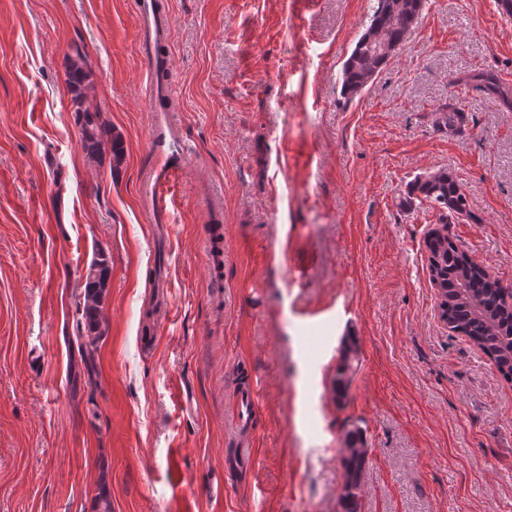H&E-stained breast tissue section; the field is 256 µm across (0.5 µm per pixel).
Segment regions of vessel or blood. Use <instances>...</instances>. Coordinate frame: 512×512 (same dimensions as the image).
Instances as JSON below:
<instances>
[{
    "mask_svg": "<svg viewBox=\"0 0 512 512\" xmlns=\"http://www.w3.org/2000/svg\"><path fill=\"white\" fill-rule=\"evenodd\" d=\"M136 42L144 63L143 87L145 103L151 114L148 142L156 160L145 176L140 200L151 214L153 223H168V204L172 190L189 167L193 149L185 138L173 108L169 75L171 18L159 0H138ZM205 253L212 278H220L224 270V233L221 225H210L205 236ZM259 394L254 383L241 384L235 395L234 418L238 430L251 429L257 414Z\"/></svg>",
    "mask_w": 512,
    "mask_h": 512,
    "instance_id": "obj_1",
    "label": "vessel or blood"
}]
</instances>
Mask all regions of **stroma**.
Wrapping results in <instances>:
<instances>
[{"label":"stroma","instance_id":"stroma-1","mask_svg":"<svg viewBox=\"0 0 512 512\" xmlns=\"http://www.w3.org/2000/svg\"><path fill=\"white\" fill-rule=\"evenodd\" d=\"M173 105L196 155L171 221L139 204L153 164L134 0H0V512H342L338 450L367 440L358 512H512V381L440 320L429 203L445 167L473 219L448 234L512 291V17L426 0L364 94L338 74L377 0H167ZM83 55L124 158L90 161L66 82ZM464 109L460 130L432 111ZM224 229L211 281L203 237ZM109 257L103 336L76 338L87 270ZM162 282L170 314L145 312ZM157 336L150 344L149 336ZM359 347L345 403L343 337ZM260 387L253 431L237 387ZM253 449L252 473L224 459ZM416 201H427L437 210L440 224H448V217L472 219L468 197L448 168L430 170L410 181L402 204L411 207Z\"/></svg>","mask_w":512,"mask_h":512}]
</instances>
